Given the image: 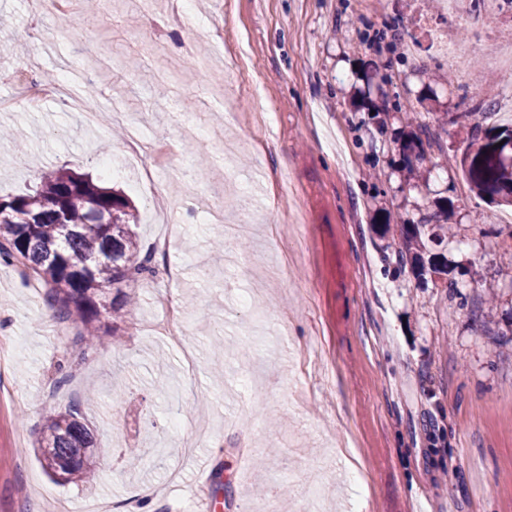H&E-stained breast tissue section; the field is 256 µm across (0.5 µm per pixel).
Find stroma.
Masks as SVG:
<instances>
[{"mask_svg": "<svg viewBox=\"0 0 512 512\" xmlns=\"http://www.w3.org/2000/svg\"><path fill=\"white\" fill-rule=\"evenodd\" d=\"M104 9L76 0L60 19L0 0V99L13 101L0 125L29 139L25 164L0 165V196L60 168L89 174L137 208L155 269L120 343L87 348L45 288L0 264V512H57L60 500L82 512L89 497L199 512L214 496L220 512H295L319 467L333 478L324 512H512V223H496L498 207L444 162L464 147L471 82L488 88L500 125L512 75L467 26L468 76L407 54L438 20L426 0H190L177 22L164 0ZM19 67L112 95L93 125L55 101L32 110L7 80ZM117 107L166 149L139 185L122 168ZM262 107L273 131L247 121ZM420 114L441 144L425 187L399 153L406 116ZM281 173L303 223H284ZM160 202L174 232L165 257L150 252ZM442 205L454 232L432 248L443 283L416 278L381 224H417ZM212 209L251 221L248 248L235 237L213 250L224 227ZM168 291L185 320L178 343L148 330ZM73 404L102 463L91 485L53 482L34 454L46 419ZM128 448L146 449L139 468ZM353 458L364 486L349 478Z\"/></svg>", "mask_w": 512, "mask_h": 512, "instance_id": "obj_1", "label": "stroma"}]
</instances>
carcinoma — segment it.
Listing matches in <instances>:
<instances>
[{
	"instance_id": "obj_1",
	"label": "carcinoma",
	"mask_w": 512,
	"mask_h": 512,
	"mask_svg": "<svg viewBox=\"0 0 512 512\" xmlns=\"http://www.w3.org/2000/svg\"><path fill=\"white\" fill-rule=\"evenodd\" d=\"M441 148L426 122L401 139L402 162L421 176L430 161L429 149ZM460 164L470 190L491 204L512 206V128L470 127ZM112 223L102 222V215ZM430 215L422 224H403L405 248L416 247L410 262L416 276L446 274L448 265L427 250L426 242H444L448 226ZM136 213L123 193L103 188L72 170L47 173L31 192L0 198V263L18 261L48 288L59 318L77 316L80 341L96 340L101 332L115 333L114 321L133 315L136 300L116 289L109 308L101 309L105 291L153 273L149 259H139L140 244L131 229ZM94 436L78 406L50 417L44 424L35 455L48 476L64 482L93 481L101 467L90 452Z\"/></svg>"
}]
</instances>
